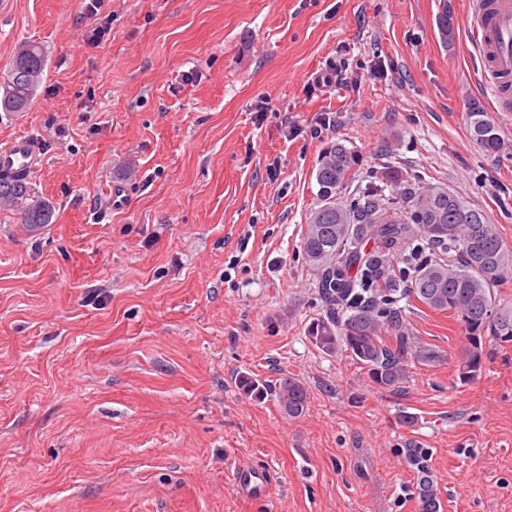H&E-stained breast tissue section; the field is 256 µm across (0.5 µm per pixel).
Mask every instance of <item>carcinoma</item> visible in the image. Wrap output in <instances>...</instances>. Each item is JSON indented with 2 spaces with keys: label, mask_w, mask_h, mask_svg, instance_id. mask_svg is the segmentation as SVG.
<instances>
[{
  "label": "carcinoma",
  "mask_w": 512,
  "mask_h": 512,
  "mask_svg": "<svg viewBox=\"0 0 512 512\" xmlns=\"http://www.w3.org/2000/svg\"><path fill=\"white\" fill-rule=\"evenodd\" d=\"M45 64L39 43L19 46L0 74L1 110L26 111ZM469 129L486 153L501 150L495 126L478 106L469 113ZM357 166L358 155L339 142L325 148L317 162L318 203L301 240L321 303L307 326L309 341L327 356L347 354L377 389L397 394L408 382L411 364L440 358L408 331L400 302L414 300L460 321L469 345L457 358V375L462 382L474 379L483 368V339L512 344V303L500 302L494 292L512 269V250L485 212L414 174L395 177L389 193L374 183L357 195H343ZM0 211L20 212L26 224H48L52 216L48 204L33 199L25 180L0 178ZM239 388L256 398L275 393L291 418L304 413L309 399L306 386L293 377L271 386L244 375ZM403 454L420 473L418 512H439L426 451L408 447Z\"/></svg>",
  "instance_id": "obj_1"
}]
</instances>
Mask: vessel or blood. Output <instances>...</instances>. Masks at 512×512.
I'll return each mask as SVG.
<instances>
[{
    "label": "vessel or blood",
    "mask_w": 512,
    "mask_h": 512,
    "mask_svg": "<svg viewBox=\"0 0 512 512\" xmlns=\"http://www.w3.org/2000/svg\"><path fill=\"white\" fill-rule=\"evenodd\" d=\"M465 25L483 62V84L512 76V0H470ZM45 163L39 142L30 136H19L0 149V173L32 178ZM237 492L246 497L261 496L267 485L265 470L250 463H239L233 474Z\"/></svg>",
    "instance_id": "vessel-or-blood-1"
}]
</instances>
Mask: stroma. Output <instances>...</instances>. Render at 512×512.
I'll use <instances>...</instances> for the list:
<instances>
[{
    "mask_svg": "<svg viewBox=\"0 0 512 512\" xmlns=\"http://www.w3.org/2000/svg\"><path fill=\"white\" fill-rule=\"evenodd\" d=\"M468 2L0 0V71L25 41L46 54L0 148L42 140L30 185L53 210L34 231L0 212V512H417L409 445L440 512H512V345L485 342L460 382L464 327L411 302L441 359L390 395L306 336L300 241L331 143L357 180L391 165L454 191L512 247V112L474 77ZM332 63L343 81L313 87ZM476 106L496 154L470 136ZM243 375L299 379L305 413ZM242 461L265 496L237 493ZM469 129L472 138L486 153L494 154L501 150V139L495 126L478 106L469 112ZM405 461L412 467H416L421 474L418 489V512H439V497L437 487L427 466L426 451L422 448L408 447L403 451Z\"/></svg>",
    "mask_w": 512,
    "mask_h": 512,
    "instance_id": "35a3bbf8",
    "label": "stroma"
}]
</instances>
